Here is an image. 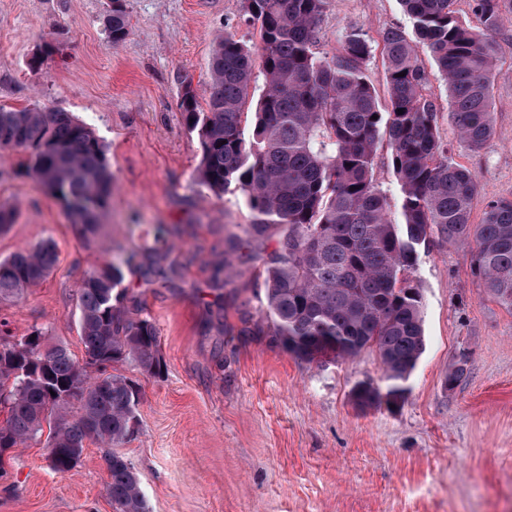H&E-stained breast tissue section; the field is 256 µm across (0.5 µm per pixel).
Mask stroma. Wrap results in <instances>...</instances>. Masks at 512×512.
<instances>
[{"mask_svg": "<svg viewBox=\"0 0 512 512\" xmlns=\"http://www.w3.org/2000/svg\"><path fill=\"white\" fill-rule=\"evenodd\" d=\"M130 33L112 43L106 0H0V107L33 104L72 113L94 129L112 167V204L100 243H85L62 203L25 176L27 155H0V202L17 216L0 233V259L51 240L57 264L21 300L0 304L13 336L42 329L47 344L84 350L78 288L104 256L102 245L152 248L154 227L183 234L162 262L169 278L127 276L126 305L155 323L161 375L129 361L113 374L139 388L138 431L120 450L137 470L149 512H512V311L471 271L469 248L432 243L412 275L422 295L426 349L397 411L360 410L351 392L380 381L375 349L333 362L306 361L274 337L245 333L264 302L261 256L277 246L244 231L252 212L238 192L216 196L194 179L201 151L184 121L181 97L193 85L206 99L219 37L260 42L245 22V0H126ZM411 28L399 0H327L321 51L362 30L367 63L385 94L381 36ZM49 56H40L42 46ZM493 134L480 152L461 150L448 119V87L419 49L450 159L476 172L486 204L512 198V15L496 37ZM239 249L225 256L224 243ZM231 258L229 275L216 271ZM468 376L446 379L459 355ZM44 439L16 448L0 478V512H112L109 472L98 445L62 475Z\"/></svg>", "mask_w": 512, "mask_h": 512, "instance_id": "obj_1", "label": "stroma"}]
</instances>
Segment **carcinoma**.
Returning a JSON list of instances; mask_svg holds the SVG:
<instances>
[{
	"instance_id": "obj_1",
	"label": "carcinoma",
	"mask_w": 512,
	"mask_h": 512,
	"mask_svg": "<svg viewBox=\"0 0 512 512\" xmlns=\"http://www.w3.org/2000/svg\"><path fill=\"white\" fill-rule=\"evenodd\" d=\"M246 22L259 28L250 49L227 35L209 65L208 99H182L188 127L202 159L195 179L216 194L240 191L254 213L247 225L256 242L284 228L277 247L262 258L265 306L253 331L272 335L295 357L334 361L374 347L385 392L369 382L352 390L362 410L400 408L406 382L425 349L422 298L409 285L420 250L432 242L474 244L472 269L486 291L512 310V198L487 203L480 224L470 211L480 190L472 170L448 158L438 112L424 94L425 70L401 27L382 35V110L366 73L369 39L344 33L336 52L318 51V20L326 0H246ZM413 27L449 93L451 124L459 147L476 153L493 133L495 36L512 0H474L475 29L461 21L453 0H402ZM107 37L130 32L126 8L107 12ZM262 61L263 94L252 136L243 111L255 82L253 53ZM405 76L400 77L398 73ZM401 193L402 223L388 218L386 192L375 179L381 134ZM28 154L26 174L63 201L83 239L96 238L112 202V169L106 146L69 112L33 106L0 108V152ZM176 230L155 228V252L123 248L93 268L79 290V335L88 362L63 344L34 355L43 342L35 328L20 339L0 321V436L17 448L47 435L51 468L66 474L80 462L88 441L105 447L112 512H147L139 474L116 447L137 423L138 392L127 378L104 368L131 361L144 374L161 373L158 332L124 305L128 273L165 275L161 250ZM56 244L45 241L0 260V302L18 301L51 274Z\"/></svg>"
}]
</instances>
